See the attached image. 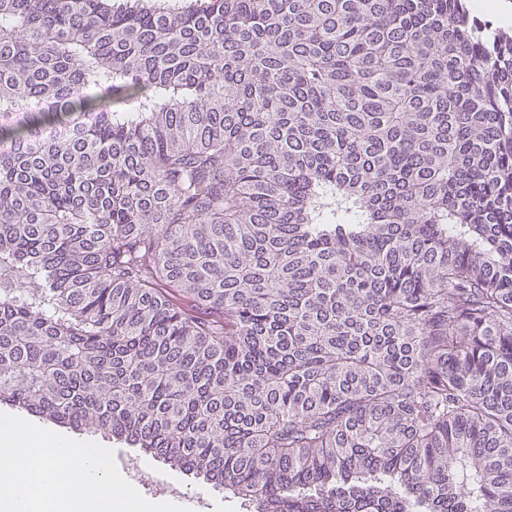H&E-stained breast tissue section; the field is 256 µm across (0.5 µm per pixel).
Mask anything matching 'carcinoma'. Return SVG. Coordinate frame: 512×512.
Listing matches in <instances>:
<instances>
[{"label": "carcinoma", "instance_id": "1", "mask_svg": "<svg viewBox=\"0 0 512 512\" xmlns=\"http://www.w3.org/2000/svg\"><path fill=\"white\" fill-rule=\"evenodd\" d=\"M11 275L0 405L246 512H512V34L467 0H0ZM0 412L26 418L41 427L61 433L75 440L91 441L111 449L114 453L115 462L120 473L131 480L127 469L131 471L135 484L137 486L147 488L145 490H140L142 496L147 499L174 500L181 506L191 509L192 512H196V502L200 499H204L207 503L206 512H246V506L244 503H242L241 500L234 498L231 494L225 492V490L213 488L202 480L194 478L192 473H186L179 469L171 468L169 465H164L161 462L152 459L150 456H144L140 454L136 448L131 447L123 441H116L107 438L102 439L100 436L94 437L85 432H73L69 429L54 425L39 417L29 415L25 411H17L16 409H12L6 405H0ZM128 456L142 457L148 468L144 467L138 458L132 457L128 459L126 469L125 460ZM155 474L156 477H158L157 480L159 486L151 487L156 483ZM166 485L174 486L168 488V492L170 494H178V488L180 490V495H166L163 490L160 489Z\"/></svg>", "mask_w": 512, "mask_h": 512}]
</instances>
